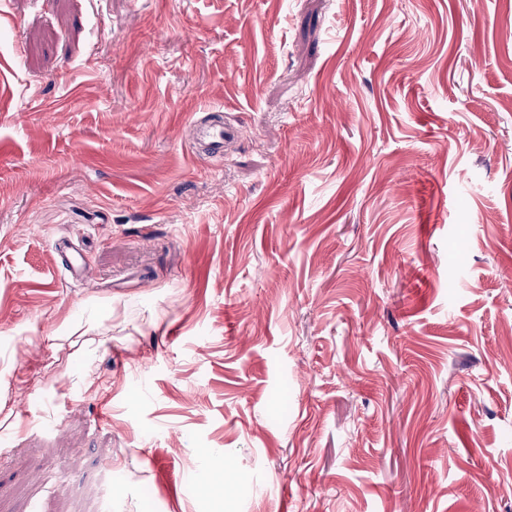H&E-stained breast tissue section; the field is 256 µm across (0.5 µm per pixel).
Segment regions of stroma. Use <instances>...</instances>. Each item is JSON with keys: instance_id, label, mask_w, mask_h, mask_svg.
Here are the masks:
<instances>
[{"instance_id": "35a3bbf8", "label": "stroma", "mask_w": 512, "mask_h": 512, "mask_svg": "<svg viewBox=\"0 0 512 512\" xmlns=\"http://www.w3.org/2000/svg\"><path fill=\"white\" fill-rule=\"evenodd\" d=\"M0 512H512V0H0ZM193 147L199 155L210 157L221 156L224 153V143L238 139L240 130L236 127L224 125L222 113H212L210 121L204 125L192 122ZM55 253L61 259V267L73 286L81 285L86 278L87 263L84 255L73 249L71 242L57 239L53 243ZM72 250V251H70Z\"/></svg>"}]
</instances>
